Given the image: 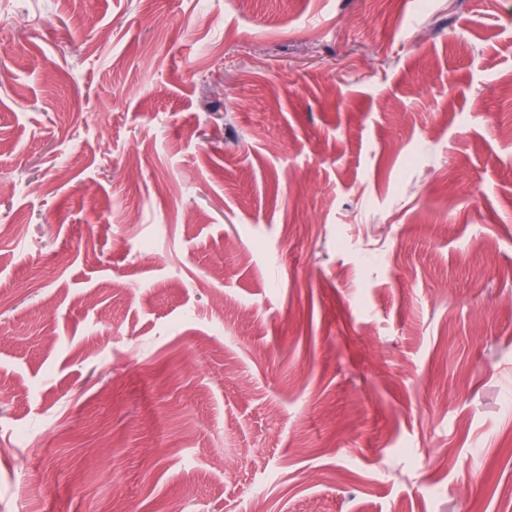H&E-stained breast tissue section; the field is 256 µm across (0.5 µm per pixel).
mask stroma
Instances as JSON below:
<instances>
[{
  "instance_id": "1",
  "label": "stroma",
  "mask_w": 512,
  "mask_h": 512,
  "mask_svg": "<svg viewBox=\"0 0 512 512\" xmlns=\"http://www.w3.org/2000/svg\"><path fill=\"white\" fill-rule=\"evenodd\" d=\"M0 512H512V0H16Z\"/></svg>"
}]
</instances>
